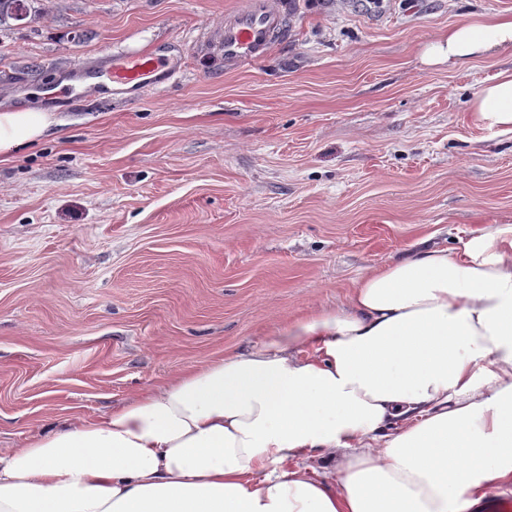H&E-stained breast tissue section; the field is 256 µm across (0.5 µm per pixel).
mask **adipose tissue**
Returning a JSON list of instances; mask_svg holds the SVG:
<instances>
[{
	"mask_svg": "<svg viewBox=\"0 0 512 512\" xmlns=\"http://www.w3.org/2000/svg\"><path fill=\"white\" fill-rule=\"evenodd\" d=\"M510 47L512 16L479 18L424 60ZM470 121L512 133V71ZM53 122L0 110V156ZM494 486H512V223L409 250L339 307L0 451V512H475Z\"/></svg>",
	"mask_w": 512,
	"mask_h": 512,
	"instance_id": "adipose-tissue-1",
	"label": "adipose tissue"
}]
</instances>
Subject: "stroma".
<instances>
[{"instance_id": "obj_1", "label": "stroma", "mask_w": 512, "mask_h": 512, "mask_svg": "<svg viewBox=\"0 0 512 512\" xmlns=\"http://www.w3.org/2000/svg\"><path fill=\"white\" fill-rule=\"evenodd\" d=\"M236 3L45 0L0 33V108L58 121L0 163L1 450L249 350L411 243L512 223V133L467 117L512 49L423 61L512 0H288L287 41L227 69L209 40ZM167 41L163 88L60 86Z\"/></svg>"}]
</instances>
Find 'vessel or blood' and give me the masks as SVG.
Segmentation results:
<instances>
[{"label":"vessel or blood","instance_id":"obj_1","mask_svg":"<svg viewBox=\"0 0 512 512\" xmlns=\"http://www.w3.org/2000/svg\"><path fill=\"white\" fill-rule=\"evenodd\" d=\"M288 35L286 0H240L224 14V24L214 40L213 50L225 67L261 60L276 42ZM179 63L166 48H154L113 57L110 65L98 70L113 91L136 86H164L178 71Z\"/></svg>","mask_w":512,"mask_h":512}]
</instances>
